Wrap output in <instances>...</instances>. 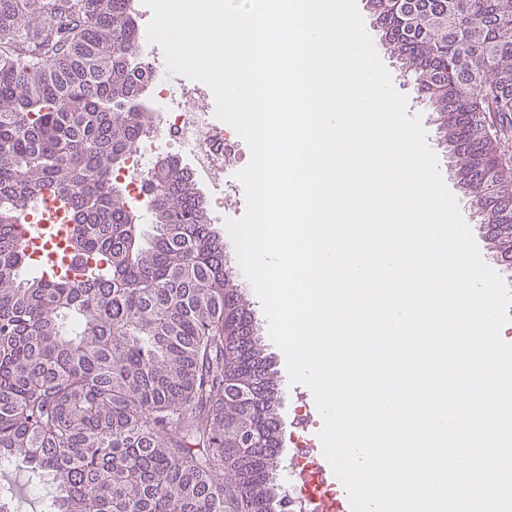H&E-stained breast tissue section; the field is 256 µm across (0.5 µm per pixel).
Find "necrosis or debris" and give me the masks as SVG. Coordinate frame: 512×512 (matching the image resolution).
Instances as JSON below:
<instances>
[{
    "label": "necrosis or debris",
    "mask_w": 512,
    "mask_h": 512,
    "mask_svg": "<svg viewBox=\"0 0 512 512\" xmlns=\"http://www.w3.org/2000/svg\"><path fill=\"white\" fill-rule=\"evenodd\" d=\"M140 55L150 88L144 105L154 121L123 164L113 169L112 181L123 188L129 207L147 221L153 209L146 185L153 170L165 159L184 160L213 202L210 222L222 223L229 195L238 189V180L228 169L242 139L214 110L200 106V98L210 94L206 84L168 72L159 45L141 41ZM311 424L307 413L296 412L288 434L290 450L282 463L287 493L281 512H324V503L336 496L333 486L317 480L314 444L306 436Z\"/></svg>",
    "instance_id": "obj_1"
}]
</instances>
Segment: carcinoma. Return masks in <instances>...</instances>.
Listing matches in <instances>:
<instances>
[{
    "instance_id": "cac0c4a2",
    "label": "carcinoma",
    "mask_w": 512,
    "mask_h": 512,
    "mask_svg": "<svg viewBox=\"0 0 512 512\" xmlns=\"http://www.w3.org/2000/svg\"><path fill=\"white\" fill-rule=\"evenodd\" d=\"M129 0H0V462L44 512H270L277 374L185 168L155 234L110 182L151 122ZM512 268V0H367ZM71 202L86 278L27 274L22 212ZM0 483V512H18Z\"/></svg>"
}]
</instances>
